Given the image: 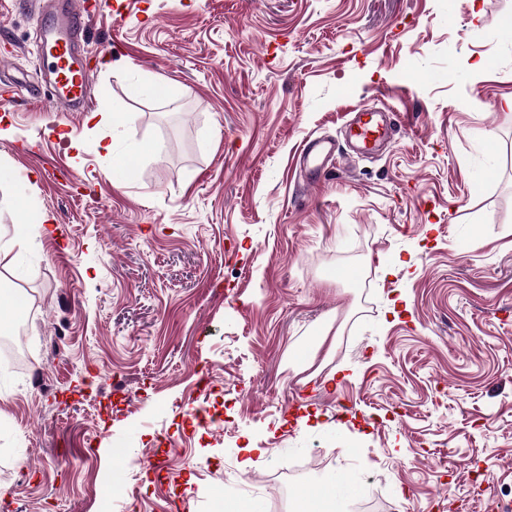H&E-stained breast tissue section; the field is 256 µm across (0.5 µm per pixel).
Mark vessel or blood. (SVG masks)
Instances as JSON below:
<instances>
[{
    "mask_svg": "<svg viewBox=\"0 0 512 512\" xmlns=\"http://www.w3.org/2000/svg\"><path fill=\"white\" fill-rule=\"evenodd\" d=\"M95 12L91 0H61L41 20L43 53L47 61L53 96L59 107L69 112H85L91 106L87 97L89 71L85 56V30ZM391 132L377 113H356L347 129L351 141L366 154L376 151ZM336 144L318 139L308 144L306 161L311 173L321 171L322 159L335 154Z\"/></svg>",
    "mask_w": 512,
    "mask_h": 512,
    "instance_id": "b4317fda",
    "label": "vessel or blood"
}]
</instances>
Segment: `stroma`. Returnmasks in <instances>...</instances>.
Masks as SVG:
<instances>
[{
    "instance_id": "1",
    "label": "stroma",
    "mask_w": 512,
    "mask_h": 512,
    "mask_svg": "<svg viewBox=\"0 0 512 512\" xmlns=\"http://www.w3.org/2000/svg\"><path fill=\"white\" fill-rule=\"evenodd\" d=\"M94 127L40 82L28 0L0 55V512H494L512 489V0H99ZM484 70L473 71L477 61ZM401 126L311 176L343 113ZM111 151H103V144ZM148 144L124 186L112 153ZM48 213L56 228L40 233ZM309 394L306 413L283 409ZM260 447L248 469L246 443ZM336 151V144L331 140L318 139L309 143L306 148V161L310 172L318 175L322 169L320 161L332 156ZM345 485H336V495L333 489L328 488V495L323 500H311L302 497L299 505L295 511L297 512H344L345 502L344 495L346 494Z\"/></svg>"
}]
</instances>
